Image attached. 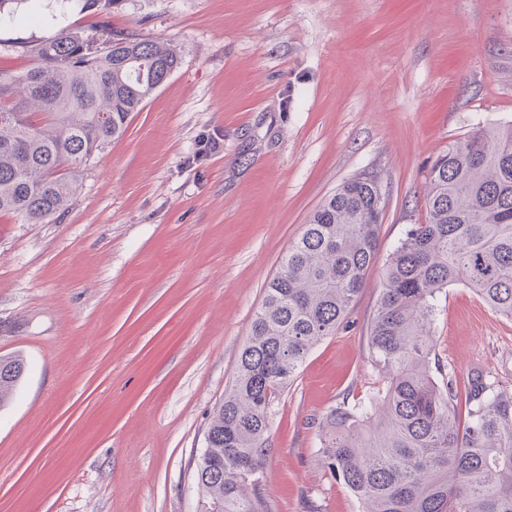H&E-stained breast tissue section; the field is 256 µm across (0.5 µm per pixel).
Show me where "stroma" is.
<instances>
[{"mask_svg":"<svg viewBox=\"0 0 512 512\" xmlns=\"http://www.w3.org/2000/svg\"><path fill=\"white\" fill-rule=\"evenodd\" d=\"M6 0L0 72L61 26L170 43L179 67L86 163L46 224L0 216V357L27 371L0 410V512H199L210 416L267 282L309 215L377 176V258L347 327L269 413L271 512H361L316 450L332 407L365 400L384 263L426 220L449 142L512 123V0ZM217 152L194 161L202 132ZM442 365L512 389V320L446 288Z\"/></svg>","mask_w":512,"mask_h":512,"instance_id":"35a3bbf8","label":"stroma"}]
</instances>
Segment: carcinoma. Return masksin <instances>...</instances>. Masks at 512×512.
Returning a JSON list of instances; mask_svg holds the SVG:
<instances>
[{
  "instance_id": "obj_1",
  "label": "carcinoma",
  "mask_w": 512,
  "mask_h": 512,
  "mask_svg": "<svg viewBox=\"0 0 512 512\" xmlns=\"http://www.w3.org/2000/svg\"><path fill=\"white\" fill-rule=\"evenodd\" d=\"M26 53L31 68L0 76V213L44 224L66 209L85 159L122 137L180 58L164 41L70 29ZM381 203L371 175L341 184L267 283L195 463L201 512H269L268 413L347 321L376 259ZM425 206L426 223L410 225L385 262L367 343L378 386L329 411L318 455L362 512H512V391L472 381L461 392L433 337L435 299L452 285L512 319V124L448 143ZM24 371L22 359L0 358V408Z\"/></svg>"
}]
</instances>
